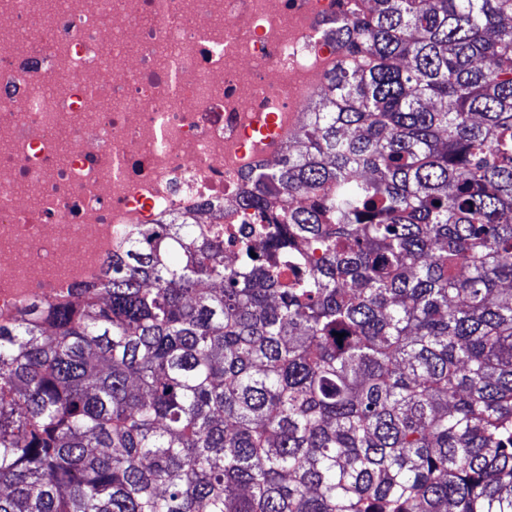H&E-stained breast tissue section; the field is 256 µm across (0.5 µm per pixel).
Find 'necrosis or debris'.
Wrapping results in <instances>:
<instances>
[{"label":"necrosis or debris","instance_id":"necrosis-or-debris-1","mask_svg":"<svg viewBox=\"0 0 512 512\" xmlns=\"http://www.w3.org/2000/svg\"><path fill=\"white\" fill-rule=\"evenodd\" d=\"M340 0H0V321L141 225L224 207L304 129Z\"/></svg>","mask_w":512,"mask_h":512}]
</instances>
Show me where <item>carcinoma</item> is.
<instances>
[{
    "instance_id": "obj_1",
    "label": "carcinoma",
    "mask_w": 512,
    "mask_h": 512,
    "mask_svg": "<svg viewBox=\"0 0 512 512\" xmlns=\"http://www.w3.org/2000/svg\"><path fill=\"white\" fill-rule=\"evenodd\" d=\"M327 30L233 262L176 215L0 322V512H512V0Z\"/></svg>"
}]
</instances>
